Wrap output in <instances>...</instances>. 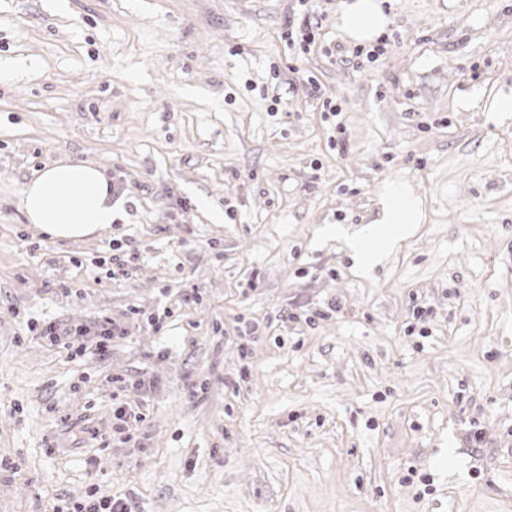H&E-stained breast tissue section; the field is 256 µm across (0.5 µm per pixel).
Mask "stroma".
I'll return each mask as SVG.
<instances>
[{"label": "stroma", "mask_w": 512, "mask_h": 512, "mask_svg": "<svg viewBox=\"0 0 512 512\" xmlns=\"http://www.w3.org/2000/svg\"><path fill=\"white\" fill-rule=\"evenodd\" d=\"M339 3L303 53L299 0H0V512H512V0H389L360 68ZM59 160L110 232L30 224ZM375 221L369 264L325 232ZM31 318L127 334L73 360ZM288 27V31L283 36L288 42V48L299 45L300 48L307 50L318 35L314 33V28L306 16L299 25L290 24ZM22 203L31 224L58 240L83 239L112 228V191L92 164L58 161L25 185ZM384 224H415L419 220V200L407 184L389 183L384 189ZM113 415L116 420L122 423H116L112 426L113 434L112 439L117 436L116 442L120 444H127L132 439V431L137 429L144 420V414L140 411L135 412L132 408L125 405H120L113 410ZM135 506L125 498L94 497V493L83 501L75 502L72 508L63 510L58 504L52 506L53 512H135Z\"/></svg>", "instance_id": "obj_1"}]
</instances>
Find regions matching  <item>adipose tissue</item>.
I'll list each match as a JSON object with an SVG mask.
<instances>
[{"label": "adipose tissue", "mask_w": 512, "mask_h": 512, "mask_svg": "<svg viewBox=\"0 0 512 512\" xmlns=\"http://www.w3.org/2000/svg\"><path fill=\"white\" fill-rule=\"evenodd\" d=\"M386 0H342L338 26L351 43L375 42L391 23ZM382 217L386 224H414L419 200L409 185L387 184ZM22 203L30 223L58 240L83 239L110 230L112 192L104 171L92 164L58 161L26 184Z\"/></svg>", "instance_id": "ef3b65f1"}]
</instances>
